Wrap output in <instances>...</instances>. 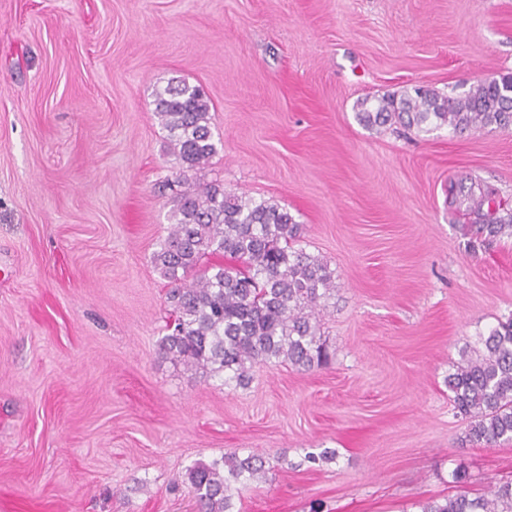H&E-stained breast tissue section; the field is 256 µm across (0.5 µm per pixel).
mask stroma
<instances>
[{"label": "stroma", "instance_id": "obj_1", "mask_svg": "<svg viewBox=\"0 0 512 512\" xmlns=\"http://www.w3.org/2000/svg\"><path fill=\"white\" fill-rule=\"evenodd\" d=\"M512 75V0H0V512H193L188 471L271 469L241 512H418L512 480L465 441L446 379L512 316V127H363L365 96ZM210 100L218 151L179 169L155 93ZM268 200L327 263L331 361L244 388L159 351L165 182ZM464 196L463 201H467V203L471 204V208L473 207L477 214L480 215L482 212V207L487 204L495 203L493 199V192H480V196L476 197L472 188L468 191ZM502 210V212H501ZM481 212V213H480ZM482 224H478L477 234L482 237L484 236V240L497 238L500 236H510L512 238V211H505L504 209H500V205L497 206V209L492 212L490 210L489 213L481 214Z\"/></svg>", "mask_w": 512, "mask_h": 512}]
</instances>
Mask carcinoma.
I'll return each instance as SVG.
<instances>
[{
	"label": "carcinoma",
	"instance_id": "obj_1",
	"mask_svg": "<svg viewBox=\"0 0 512 512\" xmlns=\"http://www.w3.org/2000/svg\"><path fill=\"white\" fill-rule=\"evenodd\" d=\"M155 110L168 131L176 163L189 170L217 153L209 101L196 86L172 80L155 93ZM367 127L512 126V76L485 79L463 96L424 87L356 103ZM175 223L152 263L168 282V334L160 350L172 360L240 387L256 364L286 362L299 371L328 365L316 309L332 288L326 264L292 247L302 225L266 200L243 199L210 183L178 193ZM477 234L512 237V211L482 215ZM222 255L225 261L211 262ZM454 408L468 420L466 438L485 445L512 441V318L460 352L448 375ZM266 461L227 453L188 473L197 512H235L247 481L265 477ZM420 512H512V483L494 485L483 498L465 494L418 502Z\"/></svg>",
	"mask_w": 512,
	"mask_h": 512
}]
</instances>
